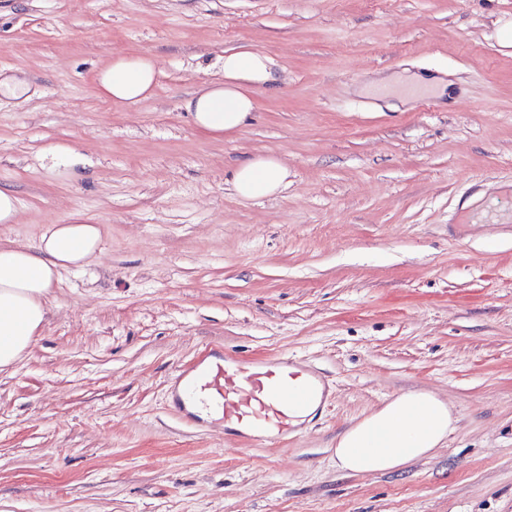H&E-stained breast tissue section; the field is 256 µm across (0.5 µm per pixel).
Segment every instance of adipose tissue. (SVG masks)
<instances>
[{
	"label": "adipose tissue",
	"mask_w": 512,
	"mask_h": 512,
	"mask_svg": "<svg viewBox=\"0 0 512 512\" xmlns=\"http://www.w3.org/2000/svg\"><path fill=\"white\" fill-rule=\"evenodd\" d=\"M159 74L153 57L117 56L98 71L100 97L115 104H135L150 97ZM269 58L242 47L224 55L222 79L199 88L186 109L197 128L217 138L237 131L255 107L253 87L273 82ZM447 81L437 75H391L363 85L364 93L401 103L419 94H444ZM287 169L276 158L246 159L231 182L244 199L267 197L286 183ZM102 227L78 215L69 224L48 225L36 245L0 243V372L29 349L42 326L48 300L63 272L92 265L99 258ZM455 418L434 393L401 394L350 427L334 450L337 469L354 474L385 473L427 457L445 441Z\"/></svg>",
	"instance_id": "obj_1"
}]
</instances>
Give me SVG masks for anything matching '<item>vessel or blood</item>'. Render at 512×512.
Returning a JSON list of instances; mask_svg holds the SVG:
<instances>
[{
  "instance_id": "1",
  "label": "vessel or blood",
  "mask_w": 512,
  "mask_h": 512,
  "mask_svg": "<svg viewBox=\"0 0 512 512\" xmlns=\"http://www.w3.org/2000/svg\"><path fill=\"white\" fill-rule=\"evenodd\" d=\"M315 371L292 360L244 361L212 348L203 359L179 367L185 388L178 401L204 412L214 423L253 442L274 443L296 433L298 407L311 397Z\"/></svg>"
}]
</instances>
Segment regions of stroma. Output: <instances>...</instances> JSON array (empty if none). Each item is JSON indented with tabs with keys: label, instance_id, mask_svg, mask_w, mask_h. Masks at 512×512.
<instances>
[{
	"label": "stroma",
	"instance_id": "35a3bbf8",
	"mask_svg": "<svg viewBox=\"0 0 512 512\" xmlns=\"http://www.w3.org/2000/svg\"><path fill=\"white\" fill-rule=\"evenodd\" d=\"M241 46L276 80L217 139L184 103ZM124 54L156 58L158 83L110 105L95 72ZM440 72L453 94L428 111L359 92ZM265 155L287 185L240 198L233 167ZM0 186L20 210L1 239L103 227L0 373V512H512V223L463 208L512 209V0H0ZM214 345L321 372L298 436L173 406L174 369ZM418 389L454 407L445 445L337 470L339 437ZM45 152L55 162L56 166L64 167L63 172L65 174L71 177L77 176L76 168L79 165V160L68 145L52 144L46 147Z\"/></svg>",
	"mask_w": 512,
	"mask_h": 512
}]
</instances>
